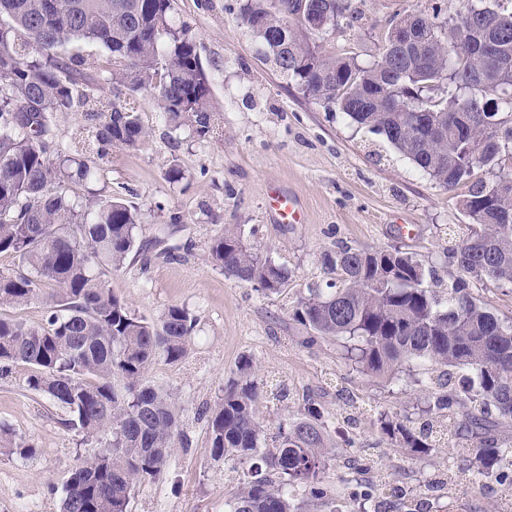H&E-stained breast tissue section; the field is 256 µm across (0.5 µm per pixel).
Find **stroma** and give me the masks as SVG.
<instances>
[{
  "instance_id": "stroma-1",
  "label": "stroma",
  "mask_w": 512,
  "mask_h": 512,
  "mask_svg": "<svg viewBox=\"0 0 512 512\" xmlns=\"http://www.w3.org/2000/svg\"><path fill=\"white\" fill-rule=\"evenodd\" d=\"M235 4L172 2V20L187 28L211 85L213 132L200 137L188 126L171 129L152 96L138 93L146 140L112 148L92 180L72 187L76 196L93 191L141 212L139 250L109 275L113 294L139 316L154 318L179 305L197 320L187 358H159L148 370L152 380L177 394L189 448L176 450L159 478L135 486L128 512H229L239 475L232 462L213 457L202 410L220 402L244 357L253 360L260 383L288 386V400L263 403L268 426L297 416L308 396L329 414L342 412L348 391L361 404L357 435L363 455L377 460L392 480L424 484L448 458L442 451L415 460L382 441L376 410L412 408L418 386L363 376L337 341L303 345L305 332L291 310L308 287L325 285L329 276L320 256L341 244L397 247L449 279L454 270L443 254L448 232L466 221L457 195L282 77L272 59L259 53ZM428 6V0H363L361 27L337 29L320 40V49L372 60L390 18ZM80 51L90 65L79 86L91 89L94 104L107 105L112 83L100 71L107 52L96 44ZM173 161L185 173L176 183L165 177ZM275 190L298 201L302 223L278 222L270 206ZM228 224L240 225L246 245L287 267L282 292L262 294L211 264V244ZM27 376L22 365L0 374V423L35 448L27 458L0 455V512H59L72 465L93 455L102 439L66 427L69 411L29 390ZM499 508L494 490L482 492L466 481L437 506L438 512Z\"/></svg>"
}]
</instances>
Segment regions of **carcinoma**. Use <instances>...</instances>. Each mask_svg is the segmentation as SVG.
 Listing matches in <instances>:
<instances>
[{
	"mask_svg": "<svg viewBox=\"0 0 512 512\" xmlns=\"http://www.w3.org/2000/svg\"><path fill=\"white\" fill-rule=\"evenodd\" d=\"M304 18L328 15L314 31L274 0H239V17L276 67L309 97L345 114L409 159L437 185L461 186L469 224L444 248L457 274L449 281L399 249L338 246L321 256L335 278L310 287L292 319L303 344L344 339L348 359L365 376L393 380L415 365L439 370L421 379L422 416L381 410L382 439L413 459L452 443L450 466L418 488L383 482L381 468L349 499L372 512H422L427 496L461 477L484 487L508 486L512 502V321L473 296L474 281L512 285V9L483 0H448V11L407 13L387 30L378 57L321 53L313 37L361 20L354 0H302ZM171 0H0V253L22 268L0 274V310L46 305V324L0 315V364L28 368L27 386L69 409L66 426L107 439L80 460L63 487L61 512H128L137 483L163 472L181 436V408L172 391L147 380L157 358L183 360L196 318L170 305L156 319L132 313L106 277L124 268L136 246L138 210L92 195L77 200L70 185L93 167L86 153L54 156L50 118L84 108L82 145L102 158L114 146L147 135L133 102L146 91L166 121L213 131L211 90L195 43L171 19ZM98 44L121 99L102 109L76 89L89 65L69 47ZM479 168L499 169L491 183ZM224 273L263 294H277L288 270L247 248L236 227L210 247ZM264 391L254 363L243 360L212 409V454L234 462L240 482L230 512H340L321 479L323 465L354 448L344 418L337 442L331 415L305 399L304 413L263 425ZM34 448L0 426V454Z\"/></svg>",
	"mask_w": 512,
	"mask_h": 512,
	"instance_id": "cac0c4a2",
	"label": "carcinoma"
}]
</instances>
